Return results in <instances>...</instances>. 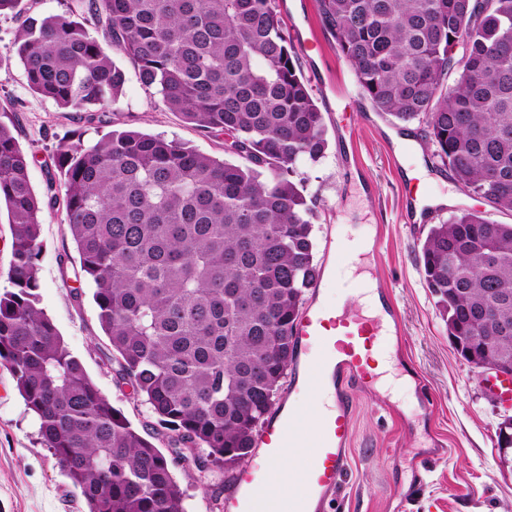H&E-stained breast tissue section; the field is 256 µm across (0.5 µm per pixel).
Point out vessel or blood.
Listing matches in <instances>:
<instances>
[{
    "mask_svg": "<svg viewBox=\"0 0 512 512\" xmlns=\"http://www.w3.org/2000/svg\"><path fill=\"white\" fill-rule=\"evenodd\" d=\"M295 340L303 357L302 392L330 389L333 404L324 410L315 403L281 404L263 430L259 455L235 474L223 512H323L345 478L354 419L348 388L353 382L368 387L371 351L387 339L372 317L331 315L311 305L297 323ZM293 448L301 459L280 475L273 464Z\"/></svg>",
    "mask_w": 512,
    "mask_h": 512,
    "instance_id": "vessel-or-blood-1",
    "label": "vessel or blood"
}]
</instances>
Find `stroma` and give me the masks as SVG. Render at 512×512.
Segmentation results:
<instances>
[{"mask_svg": "<svg viewBox=\"0 0 512 512\" xmlns=\"http://www.w3.org/2000/svg\"><path fill=\"white\" fill-rule=\"evenodd\" d=\"M289 36L303 34L301 69L324 116L329 148L318 162L300 165L307 196L317 200V258L324 273L347 270L345 245L366 237L380 242L364 266L387 289L403 330L393 351L396 394L353 390L351 461L325 512H512V471L498 465L497 428L504 413L469 364L455 351L423 278L419 250L430 225L461 209H484L432 158L423 124L396 123L376 112L355 85L349 62L325 31L317 0H279ZM20 20L0 15V108L13 119V134L32 158L29 180L44 196L47 170L58 144L90 143L114 129L161 134L200 152L223 157L224 138L188 125L122 61L125 84L106 116L67 112L33 94L24 70L6 52ZM423 168L425 193L448 196L415 220L406 205V171ZM40 306L99 390L141 433L162 445L161 428L148 405L117 384L102 362L110 344L98 322L92 289L79 285V255L63 207L41 216ZM444 455L433 456L436 444ZM79 490L61 473L37 436L8 370L0 365V512H85Z\"/></svg>", "mask_w": 512, "mask_h": 512, "instance_id": "35a3bbf8", "label": "stroma"}]
</instances>
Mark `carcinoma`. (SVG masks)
I'll list each match as a JSON object with an SVG mask.
<instances>
[{
    "instance_id": "carcinoma-1",
    "label": "carcinoma",
    "mask_w": 512,
    "mask_h": 512,
    "mask_svg": "<svg viewBox=\"0 0 512 512\" xmlns=\"http://www.w3.org/2000/svg\"><path fill=\"white\" fill-rule=\"evenodd\" d=\"M75 2L84 21L70 7L28 17L6 47L29 89L69 112L110 111L125 73L91 24L169 111L224 135V158L112 130L59 145L40 198L0 112L12 254L0 364L87 512H184L172 466L217 478L243 462L294 362L322 271L316 202L296 176L328 148L324 117L278 0ZM318 3L359 94L423 123L453 181L512 212V0ZM60 200L112 349L107 366L163 425L169 457L101 393L39 307L41 215ZM421 264L457 353L485 344L512 360V224L457 212L431 225Z\"/></svg>"
}]
</instances>
